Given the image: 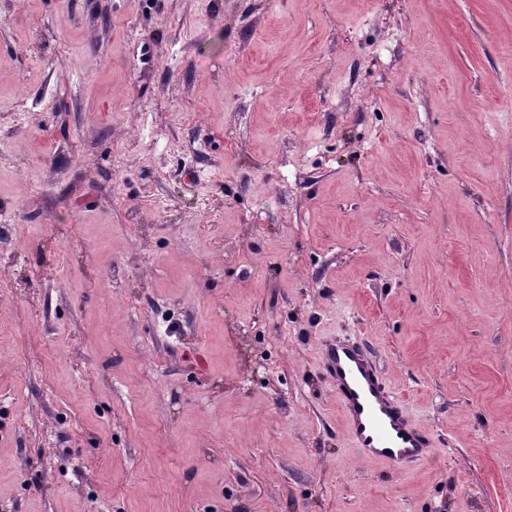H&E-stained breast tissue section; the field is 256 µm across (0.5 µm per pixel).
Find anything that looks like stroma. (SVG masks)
Masks as SVG:
<instances>
[{
  "label": "stroma",
  "instance_id": "35a3bbf8",
  "mask_svg": "<svg viewBox=\"0 0 512 512\" xmlns=\"http://www.w3.org/2000/svg\"><path fill=\"white\" fill-rule=\"evenodd\" d=\"M0 512H512V0H0ZM321 363L332 380L350 444L365 459L402 470L428 457L431 440L385 386L364 343L330 341L322 349Z\"/></svg>",
  "mask_w": 512,
  "mask_h": 512
}]
</instances>
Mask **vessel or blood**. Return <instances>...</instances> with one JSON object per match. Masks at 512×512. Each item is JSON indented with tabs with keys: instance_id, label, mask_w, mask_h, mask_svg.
I'll return each instance as SVG.
<instances>
[{
	"instance_id": "obj_1",
	"label": "vessel or blood",
	"mask_w": 512,
	"mask_h": 512,
	"mask_svg": "<svg viewBox=\"0 0 512 512\" xmlns=\"http://www.w3.org/2000/svg\"><path fill=\"white\" fill-rule=\"evenodd\" d=\"M321 363L332 380L350 444L365 459L400 470L428 457L431 440L406 404L385 386L365 344L341 339L328 342Z\"/></svg>"
}]
</instances>
